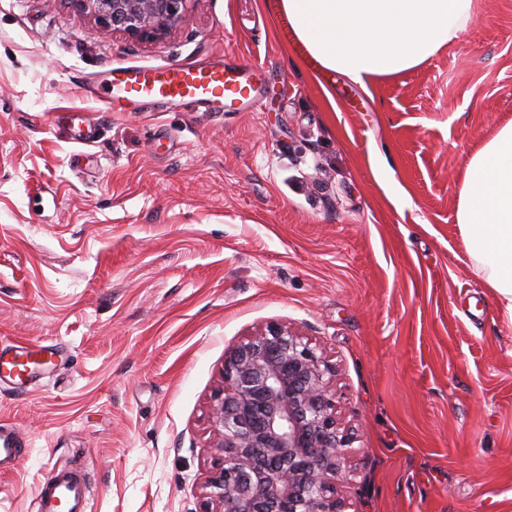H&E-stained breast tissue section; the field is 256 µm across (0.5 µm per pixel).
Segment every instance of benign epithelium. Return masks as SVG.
<instances>
[{
    "label": "benign epithelium",
    "instance_id": "1",
    "mask_svg": "<svg viewBox=\"0 0 512 512\" xmlns=\"http://www.w3.org/2000/svg\"><path fill=\"white\" fill-rule=\"evenodd\" d=\"M70 2L95 30L140 43L164 40L187 21L188 0ZM351 444L316 347L286 326L256 331L224 357L204 512H345L336 482Z\"/></svg>",
    "mask_w": 512,
    "mask_h": 512
}]
</instances>
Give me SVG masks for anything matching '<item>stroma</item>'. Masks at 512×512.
<instances>
[{"label":"stroma","mask_w":512,"mask_h":512,"mask_svg":"<svg viewBox=\"0 0 512 512\" xmlns=\"http://www.w3.org/2000/svg\"><path fill=\"white\" fill-rule=\"evenodd\" d=\"M480 3L367 92L309 78L263 0H189L148 44L69 0H0V344L56 349L33 388L0 387L29 444L0 512L74 463L92 512H202L224 356L270 324L331 368L346 512H512V321L455 218L512 120V0ZM217 55L262 63L259 111L108 109L80 85Z\"/></svg>","instance_id":"obj_1"}]
</instances>
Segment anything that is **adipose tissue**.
Masks as SVG:
<instances>
[{"instance_id": "ef3b65f1", "label": "adipose tissue", "mask_w": 512, "mask_h": 512, "mask_svg": "<svg viewBox=\"0 0 512 512\" xmlns=\"http://www.w3.org/2000/svg\"><path fill=\"white\" fill-rule=\"evenodd\" d=\"M479 0H269L317 65L361 89L423 66L459 39ZM457 224L485 287L512 314V122L470 157L458 189Z\"/></svg>"}]
</instances>
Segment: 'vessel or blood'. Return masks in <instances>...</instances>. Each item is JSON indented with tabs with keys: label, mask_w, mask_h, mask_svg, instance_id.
Returning a JSON list of instances; mask_svg holds the SVG:
<instances>
[{
	"label": "vessel or blood",
	"mask_w": 512,
	"mask_h": 512,
	"mask_svg": "<svg viewBox=\"0 0 512 512\" xmlns=\"http://www.w3.org/2000/svg\"><path fill=\"white\" fill-rule=\"evenodd\" d=\"M124 98L147 106L179 102L194 112H237L258 106V68L253 64L216 57L199 64L120 67ZM40 351L26 343L0 348V384L36 383L46 364ZM28 446L9 423L0 422V463L19 461ZM33 512H92L84 471L62 469L42 487Z\"/></svg>",
	"instance_id": "b4317fda"
}]
</instances>
